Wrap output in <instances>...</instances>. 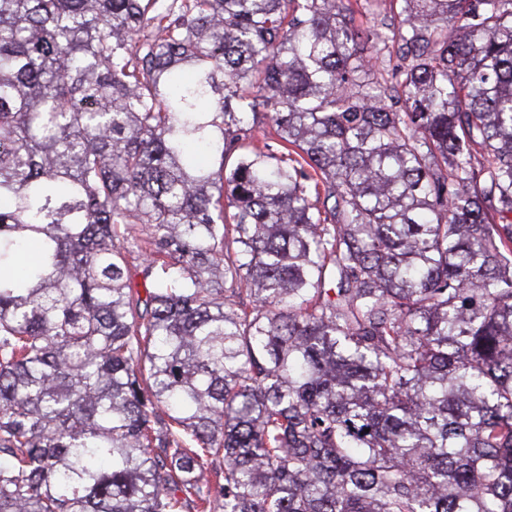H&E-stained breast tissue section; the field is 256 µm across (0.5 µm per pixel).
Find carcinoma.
Returning a JSON list of instances; mask_svg holds the SVG:
<instances>
[{
  "mask_svg": "<svg viewBox=\"0 0 512 512\" xmlns=\"http://www.w3.org/2000/svg\"><path fill=\"white\" fill-rule=\"evenodd\" d=\"M398 2L0 0V512H512V0ZM365 11L355 13L356 24H372L373 21L385 19L386 22L391 20L393 13L399 10L396 0H366Z\"/></svg>",
  "mask_w": 512,
  "mask_h": 512,
  "instance_id": "carcinoma-1",
  "label": "carcinoma"
}]
</instances>
